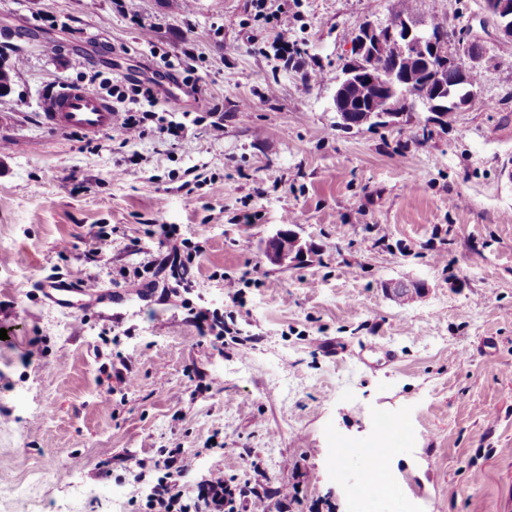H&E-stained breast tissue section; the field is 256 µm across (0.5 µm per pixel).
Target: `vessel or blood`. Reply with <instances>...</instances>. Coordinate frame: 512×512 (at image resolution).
<instances>
[{"label":"vessel or blood","mask_w":512,"mask_h":512,"mask_svg":"<svg viewBox=\"0 0 512 512\" xmlns=\"http://www.w3.org/2000/svg\"><path fill=\"white\" fill-rule=\"evenodd\" d=\"M40 108L47 126L58 132L95 136L118 127L111 101L80 85L46 91ZM37 288L46 300L64 309L82 310L99 304L86 283L58 271L45 274Z\"/></svg>","instance_id":"b4317fda"}]
</instances>
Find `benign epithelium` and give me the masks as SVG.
<instances>
[{
	"label": "benign epithelium",
	"mask_w": 512,
	"mask_h": 512,
	"mask_svg": "<svg viewBox=\"0 0 512 512\" xmlns=\"http://www.w3.org/2000/svg\"><path fill=\"white\" fill-rule=\"evenodd\" d=\"M484 13L490 18L500 36L512 40V0H485ZM475 41L463 43L462 50L471 62L448 56V40L438 33L418 27L412 18L404 15L393 16L386 24L376 26L366 23L350 41L351 56L341 67L335 80L334 106L341 124L349 128L363 126L364 119L352 114L350 100H369L379 87L391 89L392 96L381 109L379 118H397L412 111L413 89L404 82L398 73L400 64L412 61L420 56L421 68L428 74L430 81L440 82L444 69L451 68L456 81L469 87L466 94L450 98L444 93V87L438 90L431 101L424 102L422 110L433 114V118L446 120L454 113L470 105L475 100L474 74L476 66L471 53ZM306 252L301 239L294 233L279 231L266 243L267 259L276 265L286 266L300 258Z\"/></svg>",
	"instance_id": "obj_1"
}]
</instances>
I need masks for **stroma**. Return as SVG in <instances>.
<instances>
[{
	"instance_id": "35a3bbf8",
	"label": "stroma",
	"mask_w": 512,
	"mask_h": 512,
	"mask_svg": "<svg viewBox=\"0 0 512 512\" xmlns=\"http://www.w3.org/2000/svg\"><path fill=\"white\" fill-rule=\"evenodd\" d=\"M405 5L267 0L294 17L292 67L253 0H0V512H139L127 469L171 448L195 460L188 495L220 469L288 489L287 512H512V41L483 0H415L421 28L480 36L476 102L445 122L340 128L347 34ZM92 77L154 82L182 137L123 147L44 126L43 92ZM285 228L308 252L281 267L265 242ZM101 231L112 245L89 261ZM184 242L203 247L190 283L145 273L125 293L121 271ZM52 270L111 305L43 302L34 283ZM245 274L232 303L224 281ZM398 280L424 289L399 302ZM381 414L411 435L387 458L394 494L362 505Z\"/></svg>"
}]
</instances>
